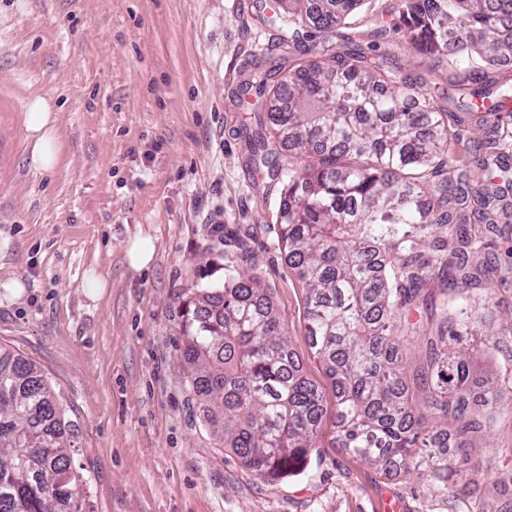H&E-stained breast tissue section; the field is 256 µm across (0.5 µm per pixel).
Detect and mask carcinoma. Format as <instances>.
<instances>
[{
  "label": "carcinoma",
  "mask_w": 512,
  "mask_h": 512,
  "mask_svg": "<svg viewBox=\"0 0 512 512\" xmlns=\"http://www.w3.org/2000/svg\"><path fill=\"white\" fill-rule=\"evenodd\" d=\"M372 0H273L274 21L296 49ZM392 30L409 51L475 52L489 65L512 60V0H396ZM250 94L276 103L245 129L249 159L282 185L279 242L307 291L306 331L336 394L337 445L385 476L416 473L446 499L470 441L512 403L494 385L470 407L460 330L491 313L474 294L468 254L487 246L452 223L445 177L448 132L459 115L491 113L492 92L428 96L366 54L331 52ZM291 158L279 161V147ZM467 165L486 185L460 204L488 223L489 186L512 179L498 138ZM183 360L207 423L224 447L269 483L314 448L324 395L299 368L285 327L255 274L224 269V285L185 301ZM62 403L31 362L0 353V512H83L87 479L73 464Z\"/></svg>",
  "instance_id": "1"
}]
</instances>
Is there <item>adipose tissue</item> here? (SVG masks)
Segmentation results:
<instances>
[{
	"instance_id": "obj_1",
	"label": "adipose tissue",
	"mask_w": 512,
	"mask_h": 512,
	"mask_svg": "<svg viewBox=\"0 0 512 512\" xmlns=\"http://www.w3.org/2000/svg\"><path fill=\"white\" fill-rule=\"evenodd\" d=\"M24 123L31 143V167L40 171L55 168L59 162L60 144L53 99L32 96L27 103Z\"/></svg>"
}]
</instances>
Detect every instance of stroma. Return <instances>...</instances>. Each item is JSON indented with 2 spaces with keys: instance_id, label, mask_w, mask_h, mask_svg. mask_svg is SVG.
Masks as SVG:
<instances>
[{
  "instance_id": "stroma-1",
  "label": "stroma",
  "mask_w": 512,
  "mask_h": 512,
  "mask_svg": "<svg viewBox=\"0 0 512 512\" xmlns=\"http://www.w3.org/2000/svg\"><path fill=\"white\" fill-rule=\"evenodd\" d=\"M394 3L318 34L308 60L327 44L359 49L416 95L447 88L451 57L405 50L389 29ZM280 36L261 0H0V349L33 362L62 401L89 512H475L472 497L448 509L417 476L383 477L335 445V393L278 243L281 186L250 164L241 135V89L279 58ZM40 93L58 108L50 172L31 168L24 125ZM497 125L465 117L449 154L468 160ZM491 217L497 232L474 262L489 268L494 309L467 340L477 408L486 380L512 383V190ZM137 236L153 245L139 270L126 259ZM228 265L258 274L325 395L317 454L277 484L211 435L182 358L181 304L197 285H222ZM480 445L486 479L512 469L511 405Z\"/></svg>"
}]
</instances>
